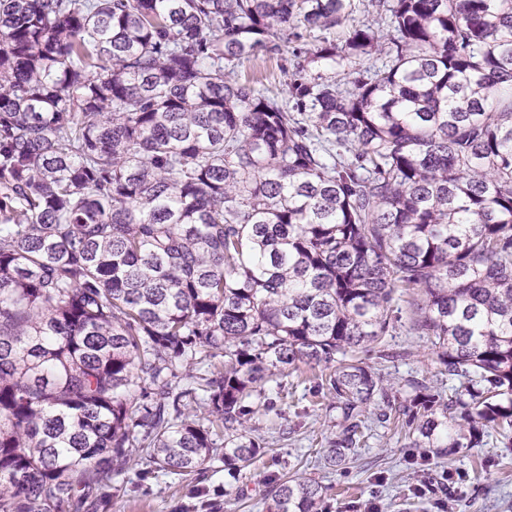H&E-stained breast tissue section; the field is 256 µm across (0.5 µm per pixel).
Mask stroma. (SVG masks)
<instances>
[{"label": "stroma", "mask_w": 512, "mask_h": 512, "mask_svg": "<svg viewBox=\"0 0 512 512\" xmlns=\"http://www.w3.org/2000/svg\"><path fill=\"white\" fill-rule=\"evenodd\" d=\"M387 343L389 358L375 349L361 354L386 386L398 388L415 378L443 397L455 395L460 383L449 378L427 337L403 326ZM282 383V392L266 391L275 400L272 411L261 401L252 403V434L267 452L250 467L232 476L218 458L201 476H180L135 458L125 489L103 499L100 512H265L276 476L321 482L327 512H364L370 500L378 512H512V430L489 431L479 447L449 457L431 449L421 458L411 455L404 430L377 422L373 405L354 458L327 468L322 456L336 434L334 399L305 367L289 372ZM442 472L451 473L455 484L440 497L428 485Z\"/></svg>", "instance_id": "obj_1"}]
</instances>
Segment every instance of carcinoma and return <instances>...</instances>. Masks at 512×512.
Instances as JSON below:
<instances>
[{
    "label": "carcinoma",
    "instance_id": "cac0c4a2",
    "mask_svg": "<svg viewBox=\"0 0 512 512\" xmlns=\"http://www.w3.org/2000/svg\"><path fill=\"white\" fill-rule=\"evenodd\" d=\"M371 4L387 30L354 0H0V512H96L135 450L234 475L302 365L332 467L372 404L413 448L512 428V0ZM259 52L287 102L234 77ZM338 58L343 86L312 68ZM404 312L465 395L397 404L357 358ZM323 490L278 478L266 512Z\"/></svg>",
    "mask_w": 512,
    "mask_h": 512
}]
</instances>
